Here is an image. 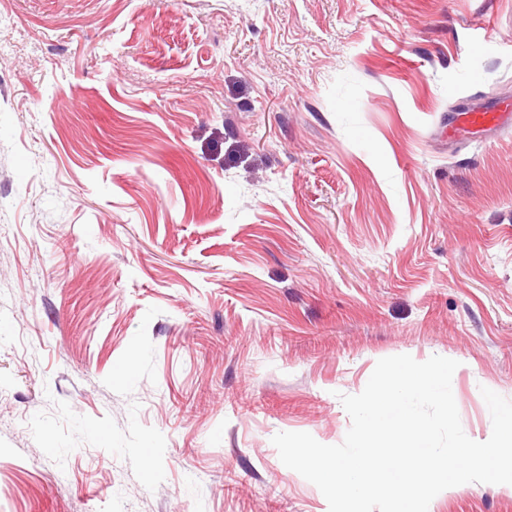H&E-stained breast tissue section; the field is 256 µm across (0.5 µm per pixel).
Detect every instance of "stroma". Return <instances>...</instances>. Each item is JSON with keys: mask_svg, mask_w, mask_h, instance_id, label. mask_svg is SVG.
Wrapping results in <instances>:
<instances>
[{"mask_svg": "<svg viewBox=\"0 0 512 512\" xmlns=\"http://www.w3.org/2000/svg\"><path fill=\"white\" fill-rule=\"evenodd\" d=\"M501 96L512 0H0V512H329L272 438L400 354L485 441L512 133L443 125Z\"/></svg>", "mask_w": 512, "mask_h": 512, "instance_id": "1", "label": "stroma"}]
</instances>
